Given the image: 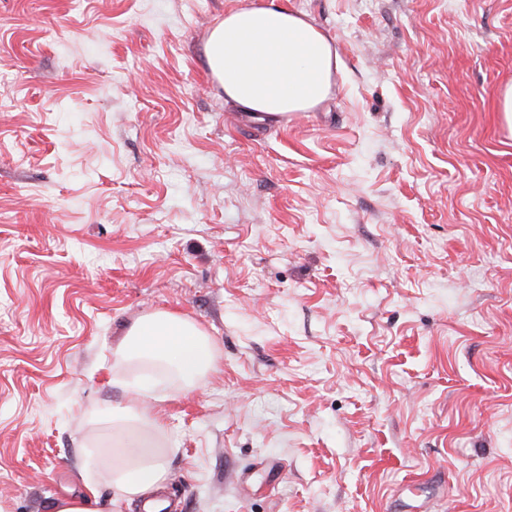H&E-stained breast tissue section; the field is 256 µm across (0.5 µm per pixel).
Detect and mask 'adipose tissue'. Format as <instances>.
I'll return each instance as SVG.
<instances>
[{
    "mask_svg": "<svg viewBox=\"0 0 512 512\" xmlns=\"http://www.w3.org/2000/svg\"><path fill=\"white\" fill-rule=\"evenodd\" d=\"M213 76L227 100L247 112L267 116L305 112L328 94L336 54L330 39L299 12L273 8L263 0L228 12L205 44ZM115 365L139 363L141 393L158 384L157 369L174 375L191 391L218 369L210 338L194 323L167 311L137 319L113 350ZM158 414L147 406L112 412V440L88 451L84 474L106 472L119 498L143 497L166 475L167 451L157 442Z\"/></svg>",
    "mask_w": 512,
    "mask_h": 512,
    "instance_id": "obj_1",
    "label": "adipose tissue"
}]
</instances>
